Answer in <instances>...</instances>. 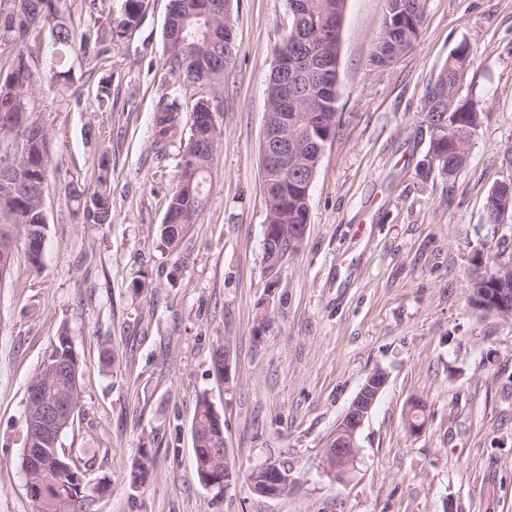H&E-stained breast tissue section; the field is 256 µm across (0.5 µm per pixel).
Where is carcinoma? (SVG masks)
Returning <instances> with one entry per match:
<instances>
[{
    "mask_svg": "<svg viewBox=\"0 0 512 512\" xmlns=\"http://www.w3.org/2000/svg\"><path fill=\"white\" fill-rule=\"evenodd\" d=\"M188 0H170L168 15L172 27L165 41L166 66L173 76L202 85L207 83L217 92L224 80V70L236 56L224 17L208 18L188 10ZM347 0H304V10L297 28H289L279 50L286 54L292 71V94L284 103L274 95L271 111L293 113L288 133L296 142L293 165L288 180L278 184L265 222L274 225V241L281 243L282 256L290 259L302 246L309 218L310 186L308 179L321 159L318 147L336 135L338 126L335 87L327 81L320 67L313 69L303 63L309 48L341 43L342 23ZM60 0H13V6L0 7V43H19L32 34L48 32L53 47L51 78L69 81L64 62L69 52L95 48V57L107 53L112 42L140 24L145 12L144 0H123L121 12L106 18L95 34L79 33L66 21L59 7ZM425 0H386V13L376 38L369 65L375 70L389 67L400 54L416 43L424 18ZM470 65L469 48L462 44L448 57L436 80L428 85L423 96L425 117L446 122L454 134L430 141L427 162L421 175L436 171L455 176L465 165L471 138L481 123L482 110L461 102L457 86ZM34 73L28 57L16 56L12 70L0 74V148L22 138L25 150L15 168L10 189L0 186V262L8 244L22 240L29 246L46 238L47 223L42 196L53 173L50 154L51 132L43 120H34L25 96L31 89ZM209 98L196 100L189 110V135L180 141L181 163L178 186L171 196L166 212L171 222L162 225V244L171 250L178 247L185 229L195 223L206 207L207 182L214 165L218 134L210 132ZM183 106L175 100H160L154 116L156 142L175 137L180 126ZM96 188L89 193L72 182L71 197L78 202L83 223H112V200L107 190L112 171L111 158L98 159ZM512 217V181L501 182L489 192L485 208L486 221L498 224L503 215ZM506 289L512 295V264H491L482 273H475L469 288L468 304L483 303L480 292L497 294ZM80 359L67 333L57 336L51 354L32 378L29 388L36 389L48 401L66 400L80 409ZM38 409L25 417V446L40 448L34 420ZM192 438L197 440L195 463L197 477L211 476L223 487L224 456L217 449L224 445V433L212 427L211 402L201 397L196 406ZM51 459V478L59 498L51 512H83L87 491L76 489V476L81 474L77 459L60 447Z\"/></svg>",
    "mask_w": 512,
    "mask_h": 512,
    "instance_id": "cac0c4a2",
    "label": "carcinoma"
}]
</instances>
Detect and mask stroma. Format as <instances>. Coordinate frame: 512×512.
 Returning <instances> with one entry per match:
<instances>
[{
  "label": "stroma",
  "instance_id": "stroma-1",
  "mask_svg": "<svg viewBox=\"0 0 512 512\" xmlns=\"http://www.w3.org/2000/svg\"><path fill=\"white\" fill-rule=\"evenodd\" d=\"M168 4L148 0L140 25L97 60L69 53L70 87L47 77V39L30 57L29 108L53 130L59 170L44 195L41 272L20 247L0 284V512L39 510L20 463L24 407L63 328L81 359V408L61 445L83 459L89 484L110 485L86 512H512V321L466 304L476 258L512 263V220L485 218L492 187L512 181V0H426L414 48L382 71L369 58L385 0H347L339 127L311 183L302 248L274 281L261 142L287 0L231 2L238 53L218 96L208 202L173 251L160 226L189 128L157 146L154 111L165 94L187 107L206 91L167 72ZM462 43L472 63L458 97L485 113L463 169L425 177L422 98ZM104 153L112 221L83 224L66 185L94 186ZM223 343L226 376L213 365ZM378 368L388 383L358 432V462L326 475L329 435ZM202 394L240 475L222 491L195 472ZM144 455L149 477L132 485ZM267 459L292 463L288 495L245 482Z\"/></svg>",
  "mask_w": 512,
  "mask_h": 512
}]
</instances>
